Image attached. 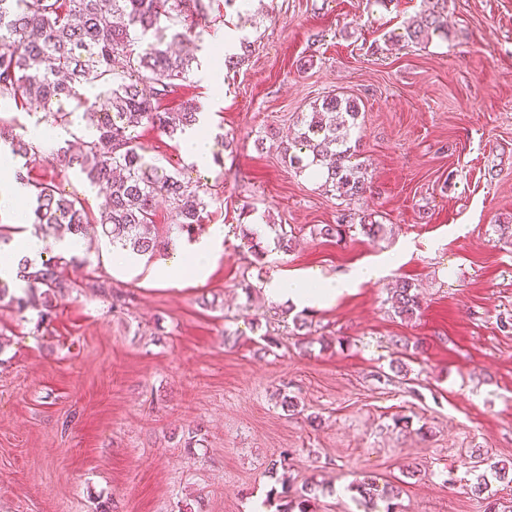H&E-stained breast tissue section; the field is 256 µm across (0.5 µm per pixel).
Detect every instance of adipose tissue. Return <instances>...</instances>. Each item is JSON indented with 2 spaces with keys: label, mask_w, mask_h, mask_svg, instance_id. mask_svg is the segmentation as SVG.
Here are the masks:
<instances>
[{
  "label": "adipose tissue",
  "mask_w": 512,
  "mask_h": 512,
  "mask_svg": "<svg viewBox=\"0 0 512 512\" xmlns=\"http://www.w3.org/2000/svg\"><path fill=\"white\" fill-rule=\"evenodd\" d=\"M223 241V227H213L210 236L188 245L183 259L157 264L151 275L156 281L172 288L182 287L188 282L204 283ZM399 263V256L390 255L376 263H361L349 274L338 278L324 277L312 271L276 273L267 282L266 292L274 299L287 301L298 311L328 308L335 304L339 296L352 292L364 282L386 276Z\"/></svg>",
  "instance_id": "ef3b65f1"
}]
</instances>
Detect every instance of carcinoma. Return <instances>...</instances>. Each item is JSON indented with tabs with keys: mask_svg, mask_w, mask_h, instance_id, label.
Listing matches in <instances>:
<instances>
[{
	"mask_svg": "<svg viewBox=\"0 0 512 512\" xmlns=\"http://www.w3.org/2000/svg\"><path fill=\"white\" fill-rule=\"evenodd\" d=\"M423 13L405 28L404 38L420 43L438 34L448 35L443 14L447 0ZM210 3L206 0H0V101L10 100L56 123H71L70 105L82 110L85 140L82 149L66 140L45 160L74 170L90 186L106 191V204L96 215L80 202L57 192L50 182L32 181L18 174L30 189L35 206L32 225L44 238L61 229L80 241L101 235L112 246L136 255L152 256L164 250L156 227L155 202H170L172 223L188 238L204 221L207 184L180 180L175 171L158 165L139 148L133 132L147 124L174 137L185 135L203 121L192 102L177 109H163L160 100L189 79L198 60L203 32L210 27ZM98 87L91 101L81 89ZM359 106L349 98L330 96L303 117L294 140L298 151L284 148L290 166L316 171L323 186L349 200H360L367 188V172L351 162V138L358 125ZM0 150L15 158L29 159L39 147L26 136L25 127L0 115ZM356 213L341 215V223L326 224L319 234L340 236L354 227L371 239L384 230L368 217L353 224ZM241 239L255 262L268 254L257 242V233L240 229ZM76 254L18 261L16 279H0V301L19 312L34 310L37 326L46 323L53 299L81 286L104 294L112 286L99 279L81 286L65 275L70 264H85ZM395 302L399 313L412 315L418 295L408 282L398 284ZM366 512H379L378 502L387 491L366 480L355 486ZM278 512H313L311 491L288 498Z\"/></svg>",
	"mask_w": 512,
	"mask_h": 512,
	"instance_id": "obj_1",
	"label": "carcinoma"
}]
</instances>
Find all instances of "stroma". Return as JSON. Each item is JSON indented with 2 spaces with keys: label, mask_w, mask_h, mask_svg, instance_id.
<instances>
[{
  "label": "stroma",
  "mask_w": 512,
  "mask_h": 512,
  "mask_svg": "<svg viewBox=\"0 0 512 512\" xmlns=\"http://www.w3.org/2000/svg\"><path fill=\"white\" fill-rule=\"evenodd\" d=\"M436 0H211L189 82L161 102L204 104L209 131L235 138L201 168L182 141L136 129L146 155L207 182V217L224 248L204 284L169 288L153 260L112 271L110 244L82 240L67 268L78 292L37 327L0 302V512H248L254 498L315 490V512H363L355 481L397 489L395 512H512V0H447L448 34L416 45L407 24ZM251 43L243 65L219 37ZM356 99L357 163L369 189L354 205L285 163L300 119L329 96ZM33 181L98 213L105 196L43 161ZM384 226L322 237L346 207ZM243 224L293 234L262 267ZM397 253L385 277L326 309L295 311L264 291L273 272L325 276ZM110 279L127 307L85 289ZM402 280L419 310L399 314ZM297 406L282 407V396ZM201 445L188 448L189 432ZM287 455L283 473L269 468ZM485 489H478L479 481Z\"/></svg>",
  "instance_id": "1"
}]
</instances>
